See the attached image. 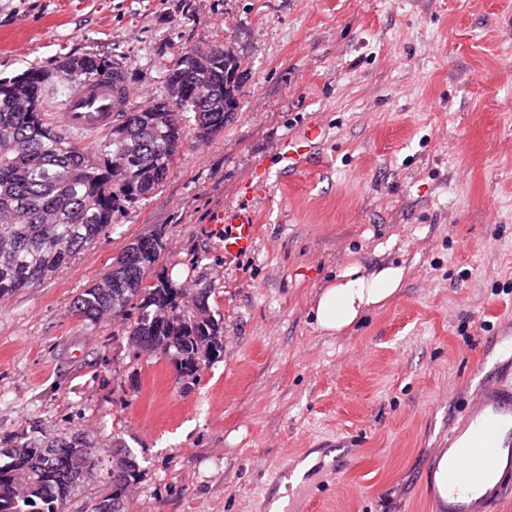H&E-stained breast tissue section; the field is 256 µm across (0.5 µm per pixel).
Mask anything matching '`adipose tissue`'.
<instances>
[{
  "label": "adipose tissue",
  "instance_id": "1",
  "mask_svg": "<svg viewBox=\"0 0 512 512\" xmlns=\"http://www.w3.org/2000/svg\"><path fill=\"white\" fill-rule=\"evenodd\" d=\"M404 277L400 267L387 266L362 274L359 266L343 270L335 283L317 296L314 316L318 327L338 334L352 327L365 313L383 307L399 291Z\"/></svg>",
  "mask_w": 512,
  "mask_h": 512
}]
</instances>
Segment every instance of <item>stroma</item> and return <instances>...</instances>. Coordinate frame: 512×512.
<instances>
[{"label": "stroma", "mask_w": 512, "mask_h": 512, "mask_svg": "<svg viewBox=\"0 0 512 512\" xmlns=\"http://www.w3.org/2000/svg\"><path fill=\"white\" fill-rule=\"evenodd\" d=\"M241 63L223 133L189 140L148 199L67 268L0 299V439L82 433L142 470L124 512H439L435 451L482 349L512 326V0H0V77L94 53L127 110L166 97L190 46ZM324 129L299 169L278 148ZM254 207V252L225 259L226 211ZM224 321L197 379L142 351L122 317L71 302L134 239ZM351 265L404 270L386 306L322 332L321 288Z\"/></svg>", "instance_id": "35a3bbf8"}]
</instances>
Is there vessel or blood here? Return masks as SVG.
I'll return each mask as SVG.
<instances>
[{"instance_id":"obj_1","label":"vessel or blood","mask_w":512,"mask_h":512,"mask_svg":"<svg viewBox=\"0 0 512 512\" xmlns=\"http://www.w3.org/2000/svg\"><path fill=\"white\" fill-rule=\"evenodd\" d=\"M122 86L97 80L81 83L71 94L65 109L56 118L63 128L108 129L126 102ZM233 230L224 239V252L234 255L251 250L257 238L253 211L240 209L225 216ZM449 442L459 443L456 461L448 468V498L444 512H480L493 496L507 488L512 476V379L501 376L484 381L464 411L460 426L449 433ZM507 465L495 485H488V468L498 457Z\"/></svg>"}]
</instances>
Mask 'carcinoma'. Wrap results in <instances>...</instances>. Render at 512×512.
I'll return each instance as SVG.
<instances>
[{"instance_id": "1", "label": "carcinoma", "mask_w": 512, "mask_h": 512, "mask_svg": "<svg viewBox=\"0 0 512 512\" xmlns=\"http://www.w3.org/2000/svg\"><path fill=\"white\" fill-rule=\"evenodd\" d=\"M236 56L222 46L180 52L167 70L168 84L185 95L168 111L161 99L145 110L122 112L121 121L94 147H85L46 117L45 84L102 78L124 82L121 68L95 55L61 56L53 70L29 67L0 79V299L33 288L66 268L71 258L113 224L116 212L153 194L164 182L189 134L210 138L238 109ZM204 85L207 96L194 87ZM193 113V126L183 115ZM137 153L127 152L129 143ZM139 169L133 184L125 166ZM164 250L160 235L126 245L101 279L72 302L89 322L118 314L142 350L169 357L180 377H195L224 352V322L211 310L210 288L187 297L173 281L155 274ZM117 452L132 460L122 481L112 482L93 512H122L123 493L138 482L137 457L124 443ZM0 457V512H63L75 486L88 475L91 454L77 433L67 437L22 433Z\"/></svg>"}]
</instances>
